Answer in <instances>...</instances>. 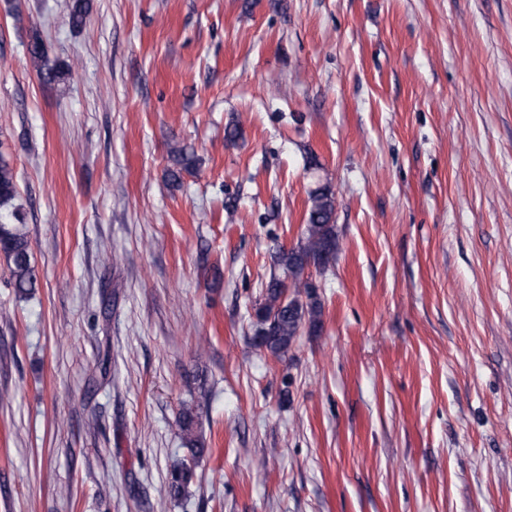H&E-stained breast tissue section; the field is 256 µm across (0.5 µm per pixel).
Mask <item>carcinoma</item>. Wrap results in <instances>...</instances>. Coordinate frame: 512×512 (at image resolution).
<instances>
[{
    "mask_svg": "<svg viewBox=\"0 0 512 512\" xmlns=\"http://www.w3.org/2000/svg\"><path fill=\"white\" fill-rule=\"evenodd\" d=\"M91 9V0H73L69 22L73 29L80 30L86 24ZM29 61L39 80L46 85H58L64 81L69 69L49 59L43 41L35 34L27 45ZM172 166L167 170L169 184L178 187L183 174L192 173L199 164L193 149L175 141L169 146ZM18 185L14 166L9 157L0 153V208L8 209L11 222H0V253L4 255L10 272L11 284L17 295L24 297L37 288V276L32 262L31 244L20 218V207L14 204ZM311 205L307 213L304 236L297 246L279 249L273 256L274 265L290 277H298L311 260L329 257L336 259L339 238L336 233V204L327 187H319L310 194ZM294 297L284 298V281L273 275L266 284L262 299L255 304L251 343L259 351H267L283 360L288 358L295 339L302 329L314 334L323 327V307L314 289L300 292L294 284ZM209 401L203 391L193 404L181 407L176 418L177 434L191 456L200 459L208 451L203 436L198 432V408ZM195 476L193 468L180 463L170 470L160 499L178 498L188 489Z\"/></svg>",
    "mask_w": 512,
    "mask_h": 512,
    "instance_id": "obj_1",
    "label": "carcinoma"
}]
</instances>
